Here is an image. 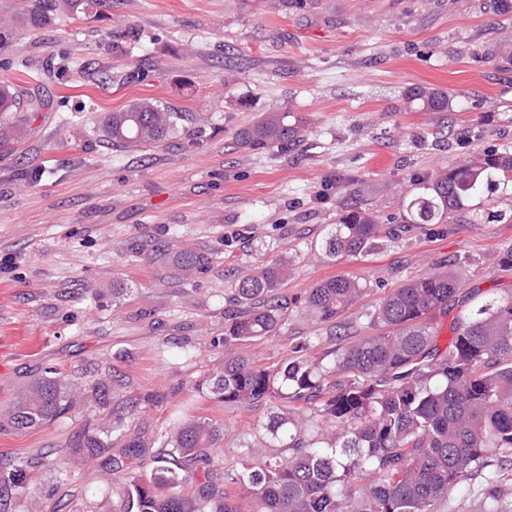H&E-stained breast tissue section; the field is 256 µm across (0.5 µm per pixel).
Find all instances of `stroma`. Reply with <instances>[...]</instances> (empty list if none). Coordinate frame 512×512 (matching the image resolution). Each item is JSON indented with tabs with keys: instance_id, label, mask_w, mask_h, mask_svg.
Instances as JSON below:
<instances>
[{
	"instance_id": "1",
	"label": "stroma",
	"mask_w": 512,
	"mask_h": 512,
	"mask_svg": "<svg viewBox=\"0 0 512 512\" xmlns=\"http://www.w3.org/2000/svg\"><path fill=\"white\" fill-rule=\"evenodd\" d=\"M484 0H112L97 16L63 15L29 30L22 0H0L13 37L0 49V83L49 105L25 139L0 149V410L44 371L81 385L64 417L0 431V456L32 464L28 493L8 512H117L103 460L68 455L61 483L44 453L122 419L109 456L141 442L130 465L150 476L159 436L187 411L221 424L225 473L285 456L250 408L199 396L196 380L224 357V312L238 280L276 259L294 299L345 276L369 292L343 315L349 340L363 314L407 279L453 256L463 291H512L498 264L511 224H410L366 256L330 258L321 245L349 194L378 223H400L415 179L512 144V63L485 58L512 44V13ZM423 86L456 96L455 112H421L404 99ZM185 113L163 146L116 148L99 119L135 100ZM303 119L285 147L237 145L260 113ZM39 170L25 180L19 170ZM192 248L210 262L173 276L152 249ZM121 294H113V286ZM320 327L293 314L271 337L237 346L257 366L283 359ZM117 376L108 409L93 382Z\"/></svg>"
}]
</instances>
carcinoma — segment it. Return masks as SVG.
Instances as JSON below:
<instances>
[{
	"label": "carcinoma",
	"mask_w": 512,
	"mask_h": 512,
	"mask_svg": "<svg viewBox=\"0 0 512 512\" xmlns=\"http://www.w3.org/2000/svg\"><path fill=\"white\" fill-rule=\"evenodd\" d=\"M109 0H26L22 21L50 25L55 14L89 15ZM426 112H452L447 92L414 87L405 92ZM22 91L0 84V146L21 141L26 123ZM184 116L149 100L107 112L101 120L105 139L125 148L158 146L175 135ZM302 131V119L289 112H266L236 132L249 149L286 146ZM512 196V146L489 150L416 184L402 201L406 224H489L512 221V210H492L484 194ZM391 235L365 209L353 205L338 214L323 242L330 257L360 256ZM210 258L192 249L169 257L183 274L200 271ZM460 258L448 269L407 280L365 314L367 324L383 332L354 342L337 334L336 320L364 293L355 278L333 277L309 289L297 308L327 327L329 347L318 354L297 343L273 367H257L238 357L195 381L204 397L231 405L267 402L263 428L269 441L288 449L245 466L231 480L250 496L252 512H438V506L468 479L481 480L478 512H512V292L476 306L453 326L445 349L429 319L448 308L460 290ZM289 266L279 261L241 279L235 301L244 310L224 323V346L273 336L293 302L277 295ZM94 384L95 401L112 403V384ZM79 386L61 372L47 371L32 380L7 411L1 430L24 431L68 413ZM335 423V433L323 424ZM119 426L86 433L72 452L95 460L112 447ZM222 428L196 415L176 419L164 435L156 467L145 479L127 470L124 460L137 456L131 440L124 459L109 458L119 475V512H240L228 502L211 469ZM366 474L372 483L356 484ZM198 487L195 506L179 494ZM30 489L25 466L0 458V494Z\"/></svg>",
	"instance_id": "obj_1"
}]
</instances>
